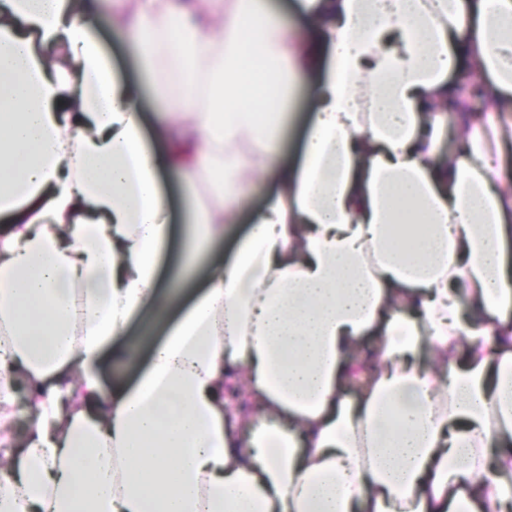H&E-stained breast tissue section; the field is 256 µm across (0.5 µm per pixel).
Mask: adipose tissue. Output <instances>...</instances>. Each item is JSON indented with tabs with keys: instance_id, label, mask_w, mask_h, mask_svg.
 I'll use <instances>...</instances> for the list:
<instances>
[{
	"instance_id": "obj_1",
	"label": "adipose tissue",
	"mask_w": 512,
	"mask_h": 512,
	"mask_svg": "<svg viewBox=\"0 0 512 512\" xmlns=\"http://www.w3.org/2000/svg\"><path fill=\"white\" fill-rule=\"evenodd\" d=\"M296 8L114 17L168 67L148 131L91 0H0V512H512V0ZM200 150L213 202L163 295L160 173ZM256 176L276 191L224 254ZM202 264L135 386L104 387L112 339ZM313 86L312 79L306 80L293 119L285 131L281 148V157L285 162L293 161L297 157L305 130L310 123L312 113L305 104L313 94Z\"/></svg>"
}]
</instances>
